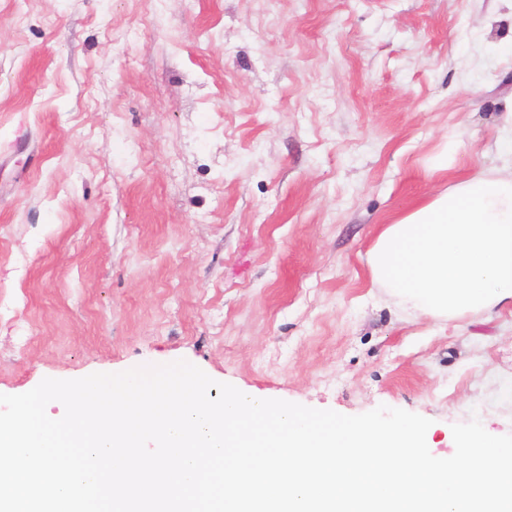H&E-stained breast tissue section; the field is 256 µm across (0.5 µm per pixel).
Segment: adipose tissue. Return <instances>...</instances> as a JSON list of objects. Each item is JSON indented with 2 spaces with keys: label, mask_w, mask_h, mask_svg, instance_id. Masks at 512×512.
Listing matches in <instances>:
<instances>
[{
  "label": "adipose tissue",
  "mask_w": 512,
  "mask_h": 512,
  "mask_svg": "<svg viewBox=\"0 0 512 512\" xmlns=\"http://www.w3.org/2000/svg\"><path fill=\"white\" fill-rule=\"evenodd\" d=\"M371 273L401 305L443 319L512 306V174L478 173L385 225Z\"/></svg>",
  "instance_id": "ef3b65f1"
}]
</instances>
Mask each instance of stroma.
I'll return each mask as SVG.
<instances>
[{"label": "stroma", "instance_id": "1", "mask_svg": "<svg viewBox=\"0 0 512 512\" xmlns=\"http://www.w3.org/2000/svg\"><path fill=\"white\" fill-rule=\"evenodd\" d=\"M506 11L0 0V394L184 359L419 414L437 452L474 418L512 434V310L444 324L370 273L382 225L503 167Z\"/></svg>", "mask_w": 512, "mask_h": 512}]
</instances>
